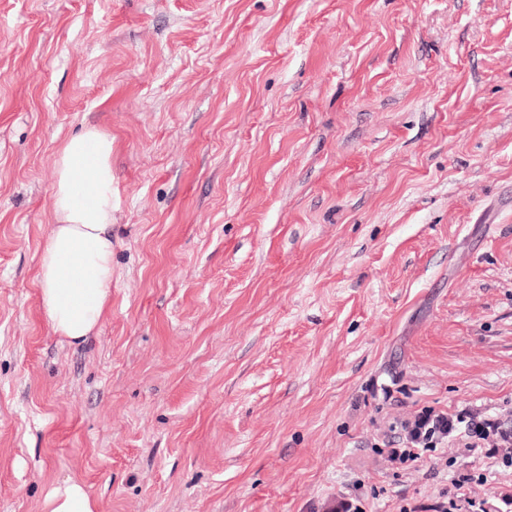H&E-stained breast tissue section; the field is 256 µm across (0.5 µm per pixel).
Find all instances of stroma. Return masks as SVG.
<instances>
[{"label": "stroma", "mask_w": 512, "mask_h": 512, "mask_svg": "<svg viewBox=\"0 0 512 512\" xmlns=\"http://www.w3.org/2000/svg\"><path fill=\"white\" fill-rule=\"evenodd\" d=\"M112 137V308L39 303ZM512 0H0V512H512ZM40 307L53 334L86 341L112 306V137L94 127L57 151ZM454 427V419L447 416L425 413L410 429L412 443L421 448H429L435 439L445 438ZM456 422L466 423L465 431L468 430L471 433V437L477 438L478 440H483L485 437L489 436L491 433L497 435L502 442L512 444V429H508L506 427H502L495 420H483L476 422L473 419H466L463 416H456ZM472 479L473 478H471V476L467 475L460 477L459 479H457V481H455V499L450 501L451 508L456 511L458 510L464 512H490V509L487 507L489 501L482 500L476 502L467 495L466 487ZM457 502L464 503V510H462L463 508L459 506ZM45 509L46 512H98V503L83 483L69 479L49 488Z\"/></svg>", "instance_id": "1"}]
</instances>
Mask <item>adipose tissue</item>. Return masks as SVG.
Masks as SVG:
<instances>
[{
  "mask_svg": "<svg viewBox=\"0 0 512 512\" xmlns=\"http://www.w3.org/2000/svg\"><path fill=\"white\" fill-rule=\"evenodd\" d=\"M53 222L40 253V307L53 334L86 341L112 306V138L94 127L57 151ZM46 512H98L83 483L52 485Z\"/></svg>",
  "mask_w": 512,
  "mask_h": 512,
  "instance_id": "ef3b65f1",
  "label": "adipose tissue"
}]
</instances>
